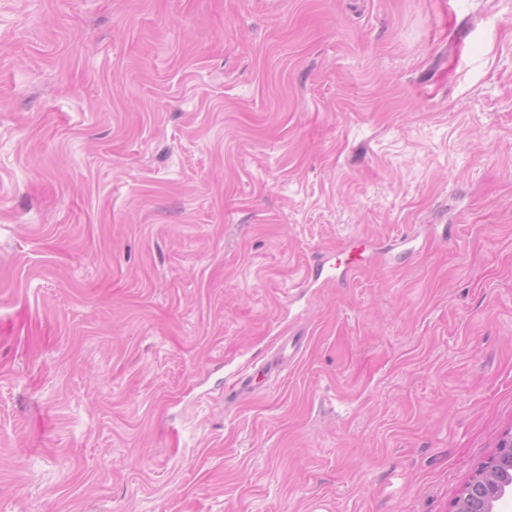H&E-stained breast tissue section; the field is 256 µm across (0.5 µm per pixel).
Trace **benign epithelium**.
Instances as JSON below:
<instances>
[{"label": "benign epithelium", "mask_w": 512, "mask_h": 512, "mask_svg": "<svg viewBox=\"0 0 512 512\" xmlns=\"http://www.w3.org/2000/svg\"><path fill=\"white\" fill-rule=\"evenodd\" d=\"M512 485V436L465 484L454 512H497Z\"/></svg>", "instance_id": "obj_1"}]
</instances>
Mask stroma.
<instances>
[{
    "label": "stroma",
    "mask_w": 512,
    "mask_h": 512,
    "mask_svg": "<svg viewBox=\"0 0 512 512\" xmlns=\"http://www.w3.org/2000/svg\"><path fill=\"white\" fill-rule=\"evenodd\" d=\"M510 434L512 0H0V512H452ZM343 254H327L313 258L309 264L304 277V287L319 281L329 282L334 278L333 272L341 269V274L351 273L353 271V259L343 258Z\"/></svg>",
    "instance_id": "stroma-1"
}]
</instances>
